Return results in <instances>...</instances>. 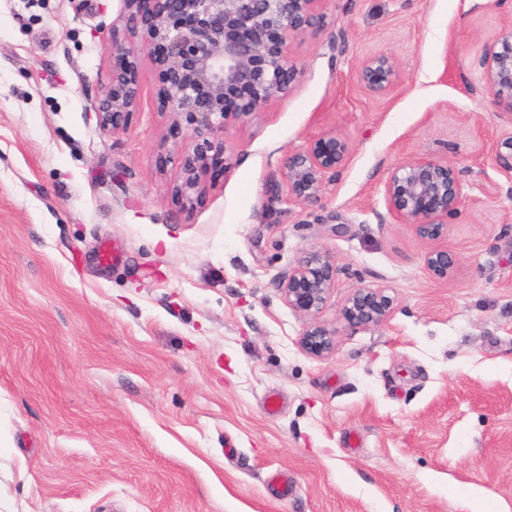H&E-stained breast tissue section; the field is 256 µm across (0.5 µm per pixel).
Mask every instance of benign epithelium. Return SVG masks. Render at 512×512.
I'll list each match as a JSON object with an SVG mask.
<instances>
[{
  "mask_svg": "<svg viewBox=\"0 0 512 512\" xmlns=\"http://www.w3.org/2000/svg\"><path fill=\"white\" fill-rule=\"evenodd\" d=\"M130 41L114 44L112 81L95 105L102 132L118 129L139 100L137 71L141 53L158 49L153 64L161 79L162 111L185 118L192 143L181 159L182 180L176 192L191 204L202 192L200 174L215 149L214 136L231 123L260 112L274 97L288 94L295 70L289 42L320 34L330 0H121ZM401 77L391 55L363 60L359 82L372 94L391 91ZM481 88L512 107V24L498 47L482 60ZM353 152L345 138L327 131L282 161L286 202L305 208L322 206L327 179L346 165ZM512 199V135L492 148ZM389 214L412 226L416 236L434 242L448 235V215L466 198L456 167L446 161L418 158L394 167L384 186ZM424 267L446 281L456 265L448 250L432 248ZM336 259L319 249L302 253L278 281L284 302L306 320L299 344L308 355L325 359L336 351L335 335L316 322L336 284ZM393 300L381 288H355L341 308L343 319L357 327L388 321Z\"/></svg>",
  "mask_w": 512,
  "mask_h": 512,
  "instance_id": "benign-epithelium-1",
  "label": "benign epithelium"
}]
</instances>
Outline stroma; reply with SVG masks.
Returning <instances> with one entry per match:
<instances>
[{
    "label": "stroma",
    "mask_w": 512,
    "mask_h": 512,
    "mask_svg": "<svg viewBox=\"0 0 512 512\" xmlns=\"http://www.w3.org/2000/svg\"><path fill=\"white\" fill-rule=\"evenodd\" d=\"M121 8L0 0V512H466L472 492L512 512V200L488 156L512 107L464 89L512 0H330L290 94L227 127L233 165L190 208L149 56L137 110L97 127ZM379 54L401 69L383 96L357 79ZM328 130L353 153L322 207L277 202L284 156ZM416 158L466 186L445 281L384 199ZM312 247L338 268L323 360L277 286ZM359 286L392 298L385 325L343 320Z\"/></svg>",
    "instance_id": "obj_1"
}]
</instances>
